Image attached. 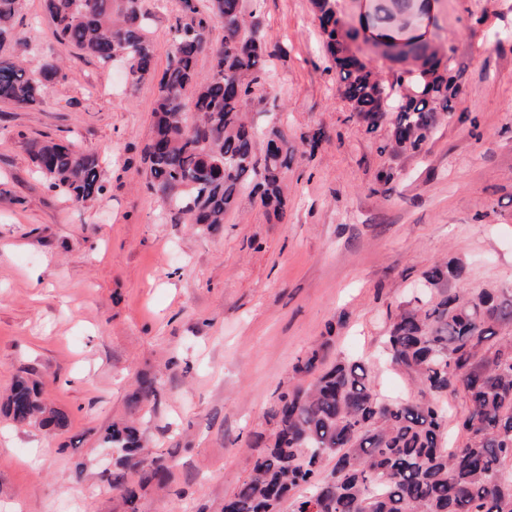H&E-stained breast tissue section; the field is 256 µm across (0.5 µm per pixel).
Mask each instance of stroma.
<instances>
[{
	"mask_svg": "<svg viewBox=\"0 0 512 512\" xmlns=\"http://www.w3.org/2000/svg\"><path fill=\"white\" fill-rule=\"evenodd\" d=\"M143 5L162 69L179 0ZM244 5L274 50L248 109L278 119L298 152L284 220L246 192L210 231L163 220L145 187L155 81L130 86L121 67L60 44L43 0H25L30 57L63 60L66 77L37 107L0 102V397L17 377L36 380L68 425L0 413V512H128L97 477L120 420L172 473L166 490L140 491L138 512H224L311 348L326 340L329 359L374 361L411 282L451 257L461 287L512 285V0H429L414 20L449 47L459 99L420 154L395 158L342 99L311 0ZM47 139L98 155L103 192L75 203L50 190L28 148ZM141 378L160 396L134 410Z\"/></svg>",
	"mask_w": 512,
	"mask_h": 512,
	"instance_id": "1",
	"label": "stroma"
}]
</instances>
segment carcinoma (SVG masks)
<instances>
[{"mask_svg": "<svg viewBox=\"0 0 512 512\" xmlns=\"http://www.w3.org/2000/svg\"><path fill=\"white\" fill-rule=\"evenodd\" d=\"M323 45L342 96L366 130L389 125L380 151L416 153L455 111L458 88L448 54L429 41L382 35L375 52L396 65L390 78L352 53L359 30L336 19V0H312ZM23 0H0V102L41 103L43 82L65 77L56 59L27 74V43L16 33ZM58 42L103 65L124 62L138 80L155 78L154 48L145 36L141 0H44ZM183 18L171 28V52L157 81L153 133L142 151L146 187L171 217L211 230L238 202L242 187L262 164L255 195L267 213H287L281 180L296 147L276 125L259 127L244 107L261 98L265 58L274 55L243 0H181ZM414 0L377 3L371 24H410ZM218 23L224 39L207 38ZM202 57L209 71L197 69ZM198 121L184 124L186 111ZM266 141L257 158L260 140ZM29 151L49 188L86 201L104 190L99 159L72 144L34 140ZM464 268L450 259L423 273V293L398 303L383 341L386 369L412 387L408 397L385 395L369 383L357 359L327 361L326 340L297 360L288 388L271 417L275 431L247 479L224 501V512H512V288L468 291L456 287ZM143 379L137 405L157 396ZM462 394L459 410L448 394ZM0 412L22 425L63 429L65 413L49 406L34 382L19 378ZM104 442L122 454L102 479L133 505L137 489L165 486L164 456L144 448L135 426L114 423ZM332 466H326L327 460Z\"/></svg>", "mask_w": 512, "mask_h": 512, "instance_id": "cac0c4a2", "label": "carcinoma"}]
</instances>
